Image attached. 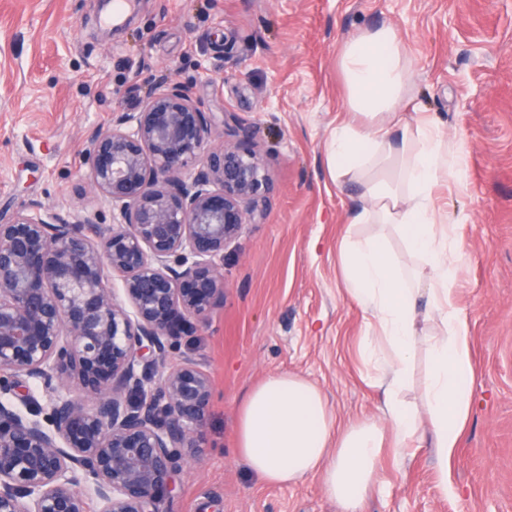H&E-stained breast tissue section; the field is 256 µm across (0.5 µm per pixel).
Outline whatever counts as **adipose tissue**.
<instances>
[{
	"label": "adipose tissue",
	"mask_w": 512,
	"mask_h": 512,
	"mask_svg": "<svg viewBox=\"0 0 512 512\" xmlns=\"http://www.w3.org/2000/svg\"><path fill=\"white\" fill-rule=\"evenodd\" d=\"M346 116L327 146L337 185H357L351 232L336 244L345 291L368 317L364 346L375 357L383 422L339 426L323 391L282 373L255 386L238 415L236 453L266 484L320 474L340 512H363L379 485L386 445L398 456L426 448L440 466L452 459L470 416L474 366L467 321L457 304L459 251L434 188L460 186L462 153L428 116H410L412 61L385 23L342 44ZM399 240L409 256L391 253ZM426 370L420 400H406L418 358Z\"/></svg>",
	"instance_id": "obj_1"
}]
</instances>
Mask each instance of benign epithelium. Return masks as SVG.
<instances>
[{
    "mask_svg": "<svg viewBox=\"0 0 512 512\" xmlns=\"http://www.w3.org/2000/svg\"><path fill=\"white\" fill-rule=\"evenodd\" d=\"M213 126L191 86L157 88L88 138L112 224L39 204L0 222V512H162L205 447L213 380L167 356L224 305L217 260L273 188L239 122L219 147Z\"/></svg>",
    "mask_w": 512,
    "mask_h": 512,
    "instance_id": "7a95c632",
    "label": "benign epithelium"
}]
</instances>
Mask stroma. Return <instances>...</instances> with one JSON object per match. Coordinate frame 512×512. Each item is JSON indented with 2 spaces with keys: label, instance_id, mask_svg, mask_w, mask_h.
<instances>
[{
  "label": "stroma",
  "instance_id": "35a3bbf8",
  "mask_svg": "<svg viewBox=\"0 0 512 512\" xmlns=\"http://www.w3.org/2000/svg\"><path fill=\"white\" fill-rule=\"evenodd\" d=\"M110 8L0 0V221L38 203L111 223L82 164L87 140L170 81L248 127L274 184L266 220L224 252L223 306L167 358L199 359L215 396L208 446L175 473L163 512H338L319 476L269 486L235 455L240 405L270 376L317 385L338 424L381 417L366 321L336 256L357 193L332 181L326 147L344 117L336 55L384 23L410 49L417 111L463 145V193L435 194L461 243L475 378L447 492L428 450H388L364 512H512V0H138L116 26Z\"/></svg>",
  "mask_w": 512,
  "mask_h": 512
}]
</instances>
